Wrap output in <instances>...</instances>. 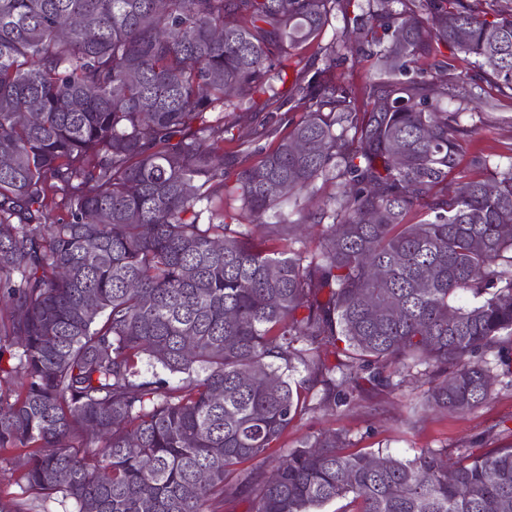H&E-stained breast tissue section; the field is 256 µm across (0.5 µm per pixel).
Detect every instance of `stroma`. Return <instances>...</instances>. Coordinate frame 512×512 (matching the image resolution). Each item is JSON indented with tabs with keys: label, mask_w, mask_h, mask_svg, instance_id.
I'll return each mask as SVG.
<instances>
[{
	"label": "stroma",
	"mask_w": 512,
	"mask_h": 512,
	"mask_svg": "<svg viewBox=\"0 0 512 512\" xmlns=\"http://www.w3.org/2000/svg\"><path fill=\"white\" fill-rule=\"evenodd\" d=\"M444 68L426 63L425 68L435 83L448 84V94L438 96L442 110L459 113L462 125L470 134L464 143L463 163L484 157L501 165L512 161V94L499 91L477 67H463L453 48H444ZM466 80L474 93L489 99L491 105L482 113H475L469 99L460 95L456 86ZM301 111L277 110L267 119L274 131L263 140L261 147L249 146L248 139L254 125L252 113L240 112L234 133L241 142L240 158L244 164L259 160L260 148H273L290 123L299 121ZM505 365H496L499 380L491 397L482 406L463 413H414L427 391L426 384L408 383L392 390L363 387L354 392L350 404L333 412L317 409L318 391H310L308 399L314 409L298 420L278 447L271 451L269 461L255 462V469L271 474L272 460L284 455L289 448L306 436L319 432H339L348 440L351 452L382 449L402 457H411L423 451L445 448L469 449L476 455L492 449L512 445V376L506 375Z\"/></svg>",
	"instance_id": "1"
}]
</instances>
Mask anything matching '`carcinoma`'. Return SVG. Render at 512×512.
Here are the masks:
<instances>
[{"label":"carcinoma","mask_w":512,"mask_h":512,"mask_svg":"<svg viewBox=\"0 0 512 512\" xmlns=\"http://www.w3.org/2000/svg\"><path fill=\"white\" fill-rule=\"evenodd\" d=\"M484 2L0 0V453L24 449L6 462L32 496L0 512L54 495L77 512H218L244 493L252 512H512V445L450 468L446 449L348 453L318 433L270 479L238 470L316 387L325 410L418 376L432 408L490 396V362L470 357L512 337V163L461 168L468 130L417 66L449 45L512 91V0ZM353 6L367 73L336 75L353 52L336 32L322 67L288 80L292 51ZM292 100L305 116L227 185L230 114ZM318 182L324 206L288 220ZM227 186L238 219L275 213L286 245L224 221ZM302 224L322 227L319 252L289 245ZM324 343L335 362L310 356ZM143 357L179 383L141 375Z\"/></svg>","instance_id":"cac0c4a2"}]
</instances>
